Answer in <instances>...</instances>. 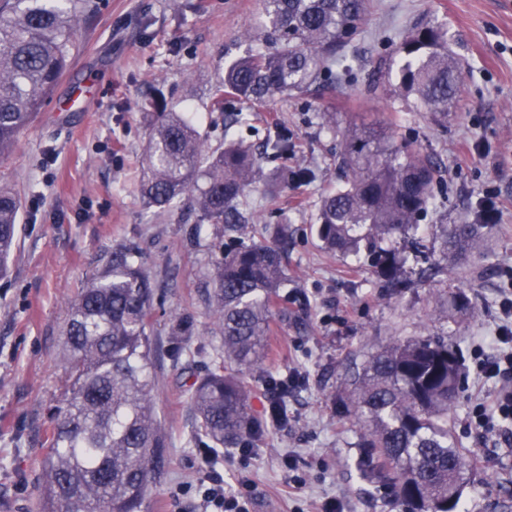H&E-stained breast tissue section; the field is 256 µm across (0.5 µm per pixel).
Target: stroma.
<instances>
[{
  "mask_svg": "<svg viewBox=\"0 0 512 512\" xmlns=\"http://www.w3.org/2000/svg\"><path fill=\"white\" fill-rule=\"evenodd\" d=\"M75 50L44 104L21 130L16 149L0 159V188L21 200L18 250L0 279V512H37L49 445L51 414L62 399L61 359L69 304L84 281L101 271L117 245L139 248L156 288L151 314L156 345L154 402L170 446L169 464L150 483L144 512H202L195 486L204 474L188 402V387L210 365L220 337L205 302L203 273L224 244L214 225L196 226L186 196L163 212L148 209L139 185L146 166L149 121L141 106L153 95L194 113L210 147L225 135L260 143L266 127H287L300 147L288 166H308L316 179L269 198L263 182L249 196L256 209L248 233L288 224V300L276 312L266 357L255 373L250 405L267 408L272 378L296 369L306 381L288 398V424L268 429L252 456L228 448L216 467L225 485L253 484L251 512H402L391 494L363 477L356 434L341 399L381 347L427 333L450 332L462 353L466 388L453 431L478 464L462 498L463 512H512V445L481 442L473 408L498 390L478 363L498 355L492 336L500 301L512 289V0H370L364 32L346 49L348 80L315 96L288 95L259 106L251 123L229 126L210 112L209 94L227 64L246 47L265 49L260 0H83ZM448 29V47L463 66L462 94L444 124L377 62L417 21ZM365 120L397 126L438 169L434 201L419 237H442L446 225L470 224L482 200L498 205L488 244L494 275L477 279L436 252L440 280L466 285L474 317L451 319L439 284L422 263L405 265L410 286L382 295L354 259L329 256L317 237L316 204L338 181L340 139L321 125ZM191 312L198 334L194 357H174L170 316ZM297 461L301 489L289 491L285 456Z\"/></svg>",
  "mask_w": 512,
  "mask_h": 512,
  "instance_id": "stroma-1",
  "label": "stroma"
}]
</instances>
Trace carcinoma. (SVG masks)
Segmentation results:
<instances>
[{"label": "carcinoma", "mask_w": 512, "mask_h": 512, "mask_svg": "<svg viewBox=\"0 0 512 512\" xmlns=\"http://www.w3.org/2000/svg\"><path fill=\"white\" fill-rule=\"evenodd\" d=\"M77 0H0V156L66 70ZM368 0H262L268 47L248 49L224 68L211 111L224 102L265 104L306 95L350 71L345 48L363 30ZM379 68L396 73L399 89L437 121L460 100L462 65L448 48V29L417 22ZM147 172L140 184L148 208L164 211L190 192L199 224H215L236 243L208 268L209 307L220 345L211 367L189 388L197 439L208 447L252 443L275 420L288 421V375L271 388L265 416L251 414L248 381L261 362L275 299L285 293L288 269L279 242L287 228L266 230L245 243L254 212L247 200L259 174L258 157L295 153L288 130L259 146L234 139L211 148L186 112L156 100ZM336 154L340 183L321 195L317 235L322 248L365 257L369 273L396 292L407 286L406 258L396 244L414 236L433 203L435 169L421 148L397 130L345 126ZM284 183L310 182L307 167L283 168ZM20 201L0 189V278L18 246ZM491 224H453L443 248L465 264L487 259ZM154 280L139 253L118 245L101 272L71 305L62 352L68 380L53 415V438L42 459L40 512H142L148 484L167 459L168 435L153 402L155 343L150 333ZM448 310L476 313L469 295L448 287ZM196 323L173 315L174 352L191 356ZM465 378L460 350L446 337L419 336L382 347L342 400L356 428L363 475L390 491L410 512H457L473 470L470 451L453 435L452 410Z\"/></svg>", "instance_id": "cac0c4a2"}]
</instances>
